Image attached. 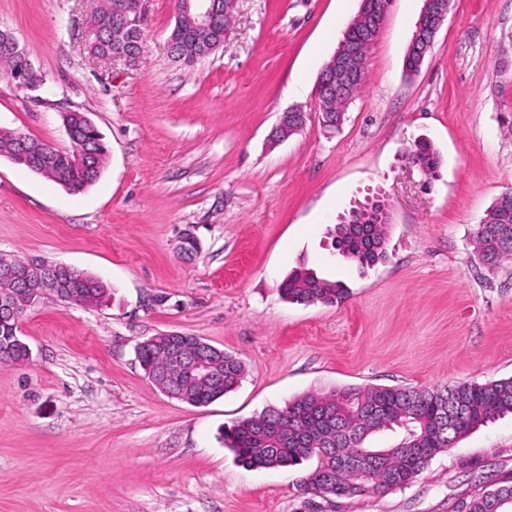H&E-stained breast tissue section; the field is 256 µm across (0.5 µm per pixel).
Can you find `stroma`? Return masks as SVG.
Segmentation results:
<instances>
[{
	"label": "stroma",
	"mask_w": 512,
	"mask_h": 512,
	"mask_svg": "<svg viewBox=\"0 0 512 512\" xmlns=\"http://www.w3.org/2000/svg\"><path fill=\"white\" fill-rule=\"evenodd\" d=\"M360 4L237 0L223 47L186 65L168 50L175 0H145L131 67L88 55L96 0H0V30L49 85L35 101L0 77V131L66 149L63 116L81 112L109 148L75 194L0 153V254L67 264L111 292L23 316L32 356L0 365V512H464L512 480V415L407 487L351 499L304 493L312 463L250 470L224 445L225 426L312 391L512 376V263L484 268L472 241L512 191V0H453L412 76L403 58L423 0H393L341 129L313 119L272 140L283 112L314 108ZM420 138L442 159L428 190L404 163ZM378 188L387 258L364 270L327 231ZM188 228L200 242L190 260L176 251ZM301 266L347 299L285 301ZM168 331L236 355L240 386L201 407L160 391L136 350Z\"/></svg>",
	"instance_id": "obj_1"
}]
</instances>
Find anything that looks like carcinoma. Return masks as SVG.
I'll return each mask as SVG.
<instances>
[{
  "instance_id": "obj_1",
  "label": "carcinoma",
  "mask_w": 512,
  "mask_h": 512,
  "mask_svg": "<svg viewBox=\"0 0 512 512\" xmlns=\"http://www.w3.org/2000/svg\"><path fill=\"white\" fill-rule=\"evenodd\" d=\"M386 0H368L352 20L345 34L365 33L362 53L372 42L371 30L380 21ZM430 14L420 13L404 57L409 74L424 63L421 51L431 36ZM365 77L352 81L341 100L327 97L321 119L336 120L346 111V103L362 91ZM79 127L78 134L99 158L83 165L69 162L67 152L51 153L56 166L54 182L79 192L98 180L92 164L104 163L102 135L98 128ZM408 157L432 178L438 173L441 158L426 139L415 141ZM391 217L374 223L372 212L353 208L335 225L334 241L341 254L362 268L372 267L386 257L387 230ZM478 259L491 270L512 262V192L497 198L483 223L474 231ZM68 289L80 299L103 304L110 297L107 285L81 272L66 278ZM284 299L297 304H338L348 295L343 286L298 268L282 286ZM0 344L8 351L0 354V363L23 364L28 360V344L19 335L16 319L0 314ZM180 350L184 355L208 356L214 365V377L200 381L189 373L173 382L177 399L204 406L236 389L244 377V365L225 352L190 334L169 332L138 346L137 359L145 374H158L168 365V354ZM512 415V377L485 382H464L427 390L402 386L372 385L350 387L330 393L308 392L280 408L269 409L241 420L224 430L225 444L236 460L248 468L293 467L307 461L316 466L304 481L312 495L352 498L376 492L388 493L411 484L439 453L455 445L470 432L501 415ZM394 426L406 427L402 442L394 448L372 450L362 447L371 433ZM465 512H512V484L494 485L465 505Z\"/></svg>"
}]
</instances>
